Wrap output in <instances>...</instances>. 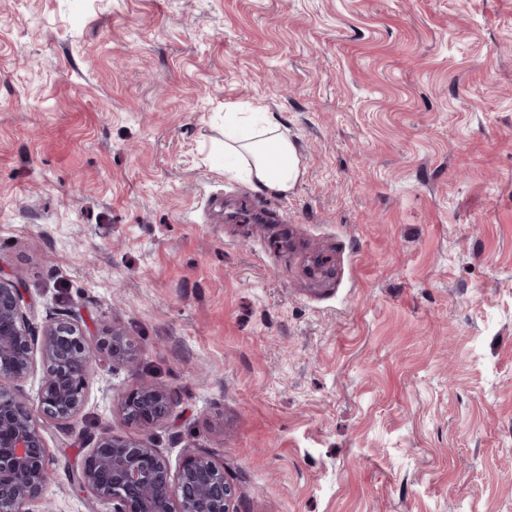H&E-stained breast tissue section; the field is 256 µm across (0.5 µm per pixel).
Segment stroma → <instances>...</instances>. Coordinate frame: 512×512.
I'll use <instances>...</instances> for the list:
<instances>
[{
  "label": "stroma",
  "mask_w": 512,
  "mask_h": 512,
  "mask_svg": "<svg viewBox=\"0 0 512 512\" xmlns=\"http://www.w3.org/2000/svg\"><path fill=\"white\" fill-rule=\"evenodd\" d=\"M250 104L287 194L211 149ZM0 277L135 345L40 418L34 512H112L75 487L107 426L210 450L234 512H512V0H0ZM242 116L260 127L249 128ZM223 149L224 158L236 160L225 165V175L247 180L256 191L286 194L300 178L294 146L268 112H225ZM125 419L146 428L165 422L172 412L170 394L148 379H142L137 388L122 402Z\"/></svg>",
  "instance_id": "1"
}]
</instances>
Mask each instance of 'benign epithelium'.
<instances>
[{
  "label": "benign epithelium",
  "instance_id": "benign-epithelium-1",
  "mask_svg": "<svg viewBox=\"0 0 512 512\" xmlns=\"http://www.w3.org/2000/svg\"><path fill=\"white\" fill-rule=\"evenodd\" d=\"M23 289L0 279V512H30L50 478L40 425L23 397L3 382H18L33 368L35 336L27 321ZM101 348L130 360L129 338L112 327ZM43 365L40 411L69 423L80 414L92 375L94 351L77 317L47 322L39 342ZM125 419L146 428L166 421L170 394L143 379L122 402ZM77 484L92 497L112 502V512H233L235 488L206 448L185 454L177 470L147 439L131 440L103 428L86 457Z\"/></svg>",
  "mask_w": 512,
  "mask_h": 512
}]
</instances>
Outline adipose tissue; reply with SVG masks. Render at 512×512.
I'll list each match as a JSON object with an SVG mask.
<instances>
[{
	"mask_svg": "<svg viewBox=\"0 0 512 512\" xmlns=\"http://www.w3.org/2000/svg\"><path fill=\"white\" fill-rule=\"evenodd\" d=\"M223 149L232 160L225 174L247 180L257 191L285 194L300 178L294 146L269 113H225Z\"/></svg>",
	"mask_w": 512,
	"mask_h": 512,
	"instance_id": "obj_1",
	"label": "adipose tissue"
}]
</instances>
